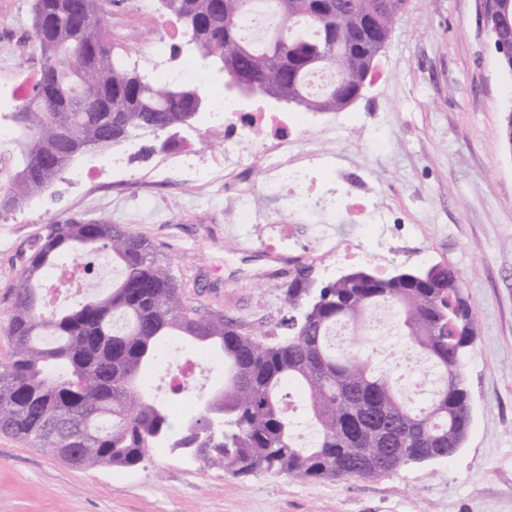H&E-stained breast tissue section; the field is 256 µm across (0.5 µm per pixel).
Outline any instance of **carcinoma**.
<instances>
[{"mask_svg":"<svg viewBox=\"0 0 512 512\" xmlns=\"http://www.w3.org/2000/svg\"><path fill=\"white\" fill-rule=\"evenodd\" d=\"M233 0L230 23L205 26L217 0H160L183 26V37L227 73L288 89L289 103L310 112L341 111L372 78L378 42L388 38L406 0ZM112 0H34L31 39L42 66L67 70L47 40L95 41L97 67L83 75L79 96L61 94L50 106L20 102L10 119L20 140L18 172L0 201L13 208L45 191L74 159L139 135H165L191 125L199 112L186 92L208 94L193 82H163L135 70L109 38ZM268 12L274 23L259 42L241 24ZM378 14L377 32L360 17ZM504 42L512 19L492 15ZM318 69L338 72L345 87L307 92ZM105 253L118 275L63 313L47 312L50 272L67 255L79 265ZM281 320L287 334L266 343L221 314H204L182 298L170 259L147 238L119 224H53L30 257L13 297L6 328L12 343L0 361V433L39 448L73 468L135 467L155 448H207L204 461L246 479L284 473L297 479L375 477L409 464L449 460L471 423L462 363L475 338V317L455 270L434 267L426 282L410 272L382 276L366 268L321 286L299 273L288 284ZM397 311L398 349L386 358L369 339L339 350L336 324L368 329L369 314ZM188 336L203 353L224 361V388L201 401L191 421L175 422L170 403L147 390L160 344ZM437 383L420 402L417 386ZM299 388L314 446L294 436L288 388ZM85 416L78 437L49 435L46 420Z\"/></svg>","mask_w":512,"mask_h":512,"instance_id":"carcinoma-1","label":"carcinoma"}]
</instances>
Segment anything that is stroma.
<instances>
[{"label": "stroma", "instance_id": "stroma-1", "mask_svg": "<svg viewBox=\"0 0 512 512\" xmlns=\"http://www.w3.org/2000/svg\"><path fill=\"white\" fill-rule=\"evenodd\" d=\"M32 0H0V94L33 87L41 60L31 40ZM110 32L125 58L148 68V46L182 25L158 0H114ZM512 72L498 62L482 0H408L375 61V76L352 111L365 126L336 142L338 165L359 171L395 233L417 227L406 256L347 262L380 274L441 264L458 271L473 305L476 334L463 366L471 426L447 461L371 478L299 480L265 473L241 480L193 455L154 451L135 468H68L0 433V512H512V145L505 117ZM389 140L374 154L370 130ZM153 137L74 164L90 179L56 181L22 206L0 212V359L12 293L49 225L121 224L149 238L174 267L186 301L277 340L282 297L299 269L272 258L266 241L234 223L223 184L183 169L161 170Z\"/></svg>", "mask_w": 512, "mask_h": 512}]
</instances>
